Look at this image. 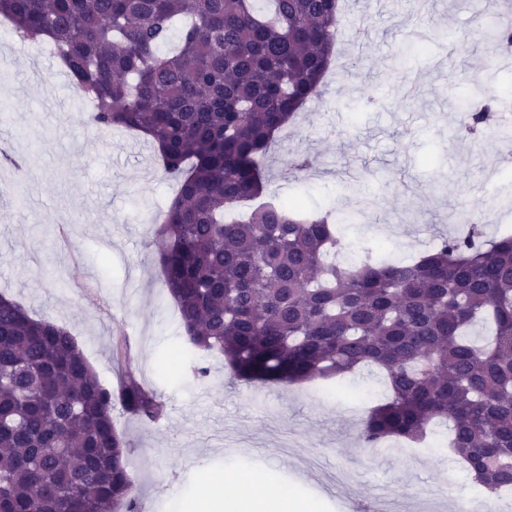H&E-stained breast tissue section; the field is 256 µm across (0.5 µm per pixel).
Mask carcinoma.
<instances>
[{
    "instance_id": "obj_1",
    "label": "carcinoma",
    "mask_w": 512,
    "mask_h": 512,
    "mask_svg": "<svg viewBox=\"0 0 512 512\" xmlns=\"http://www.w3.org/2000/svg\"><path fill=\"white\" fill-rule=\"evenodd\" d=\"M0 16L53 48L97 127L159 144L180 189L158 264L192 348L263 384L377 367L390 394L359 431L365 446L420 447L442 419L488 498L512 489V229L485 239L473 225L402 263L368 248L347 264L334 208L270 196L238 211L264 196L263 157L320 94L339 0H0ZM483 39L509 48L512 28ZM469 97L485 105L465 110V127L498 130L503 99L478 83ZM124 368L116 394L65 328L0 296V512H138L114 410L155 421L164 406Z\"/></svg>"
}]
</instances>
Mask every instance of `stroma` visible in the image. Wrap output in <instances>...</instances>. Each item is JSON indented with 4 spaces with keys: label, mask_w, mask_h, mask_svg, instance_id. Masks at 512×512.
Returning a JSON list of instances; mask_svg holds the SVG:
<instances>
[{
    "label": "stroma",
    "mask_w": 512,
    "mask_h": 512,
    "mask_svg": "<svg viewBox=\"0 0 512 512\" xmlns=\"http://www.w3.org/2000/svg\"><path fill=\"white\" fill-rule=\"evenodd\" d=\"M465 0H343L341 35L321 96L307 102L264 160L269 193L317 209L356 214L350 238L377 242L392 259L457 234V215H487L483 229L512 225V141L460 133L459 81L512 88V63L493 61L481 38L492 17ZM420 31L426 52L392 66L396 45ZM0 95L17 162L0 183V293L68 329L100 382L116 387L112 339L129 341L132 367L166 405L159 422L115 411L132 448L139 512H208L213 483L274 473L293 494L290 512H351V502L389 493L406 505L466 503L485 512L470 474L446 447L417 460L382 447L368 456L357 435L385 402L383 374L364 368L329 393L314 384L231 380L220 355L191 348L157 264L160 217L176 193L146 138L102 130L82 108L51 54L29 52L0 31ZM304 157L307 169L290 162ZM497 168L496 185L479 174ZM176 372L161 365L172 349ZM207 367L197 377L194 366Z\"/></svg>",
    "instance_id": "1"
}]
</instances>
